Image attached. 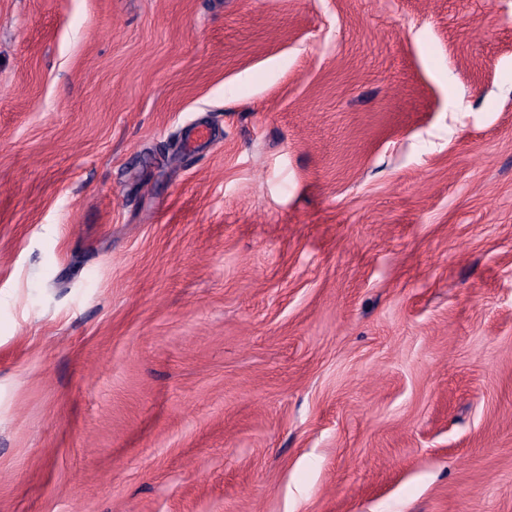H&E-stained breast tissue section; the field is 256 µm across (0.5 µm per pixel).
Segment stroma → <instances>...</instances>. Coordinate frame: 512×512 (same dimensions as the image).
I'll return each instance as SVG.
<instances>
[{"instance_id": "stroma-1", "label": "stroma", "mask_w": 512, "mask_h": 512, "mask_svg": "<svg viewBox=\"0 0 512 512\" xmlns=\"http://www.w3.org/2000/svg\"><path fill=\"white\" fill-rule=\"evenodd\" d=\"M0 512H512V0H0Z\"/></svg>"}]
</instances>
